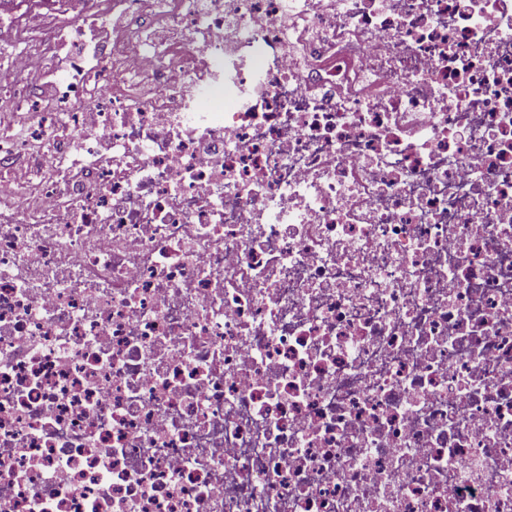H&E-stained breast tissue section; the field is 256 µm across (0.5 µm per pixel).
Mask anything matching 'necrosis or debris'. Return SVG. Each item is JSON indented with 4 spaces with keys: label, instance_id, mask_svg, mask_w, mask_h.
Here are the masks:
<instances>
[{
    "label": "necrosis or debris",
    "instance_id": "1",
    "mask_svg": "<svg viewBox=\"0 0 512 512\" xmlns=\"http://www.w3.org/2000/svg\"><path fill=\"white\" fill-rule=\"evenodd\" d=\"M15 4L0 512H512V0Z\"/></svg>",
    "mask_w": 512,
    "mask_h": 512
}]
</instances>
